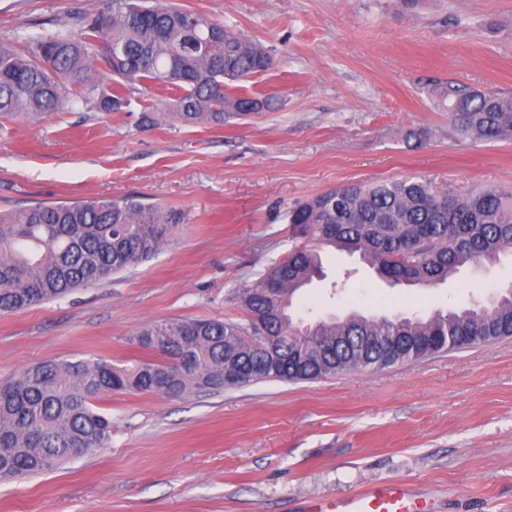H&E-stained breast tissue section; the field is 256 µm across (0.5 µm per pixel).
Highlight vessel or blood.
<instances>
[{
	"label": "vessel or blood",
	"instance_id": "vessel-or-blood-1",
	"mask_svg": "<svg viewBox=\"0 0 512 512\" xmlns=\"http://www.w3.org/2000/svg\"><path fill=\"white\" fill-rule=\"evenodd\" d=\"M306 512H428L405 485H379L329 504H309Z\"/></svg>",
	"mask_w": 512,
	"mask_h": 512
}]
</instances>
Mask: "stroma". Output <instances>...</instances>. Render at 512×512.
<instances>
[{"label": "stroma", "mask_w": 512, "mask_h": 512, "mask_svg": "<svg viewBox=\"0 0 512 512\" xmlns=\"http://www.w3.org/2000/svg\"><path fill=\"white\" fill-rule=\"evenodd\" d=\"M273 50L244 84L273 110L221 127L68 105L0 126V210L133 196L181 211L150 259L69 296L0 313V380L47 360L147 358L144 325H248L241 301L294 247L288 211L347 182L420 176L451 194L512 191V139L460 138L434 91L512 96V0H174ZM97 0H0V41L76 33ZM150 108L155 126L140 125ZM305 320L426 317L485 304L512 257L431 288L393 286L325 250ZM108 447L0 480V512H299L399 483L438 512H512V337L369 373L258 381L170 399L115 393Z\"/></svg>", "instance_id": "35a3bbf8"}]
</instances>
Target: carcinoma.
Instances as JSON below:
<instances>
[{"label":"carcinoma","instance_id":"1","mask_svg":"<svg viewBox=\"0 0 512 512\" xmlns=\"http://www.w3.org/2000/svg\"><path fill=\"white\" fill-rule=\"evenodd\" d=\"M0 43V120L39 119L69 103L125 112L132 95L171 86L168 119L221 127L271 107L274 94L236 95L276 64L271 50L168 0H101L79 33L62 28ZM104 70L112 83L99 82ZM437 106L463 138H512V96L437 90ZM183 220L133 197L39 203L0 213V312H15L104 280L156 254L168 226ZM295 235L358 253L392 285L430 288L462 268L512 253V192L476 189L463 197L419 177L343 184L288 211ZM321 274L315 248L298 246L242 290L253 335L220 320L183 319L141 328L133 343L155 358L55 360L0 381V479L43 474L107 446L112 418L94 402L113 392L179 397L258 380H313L367 372L512 336V287L486 305L436 312L318 320L304 331L288 299Z\"/></svg>","mask_w":512,"mask_h":512}]
</instances>
